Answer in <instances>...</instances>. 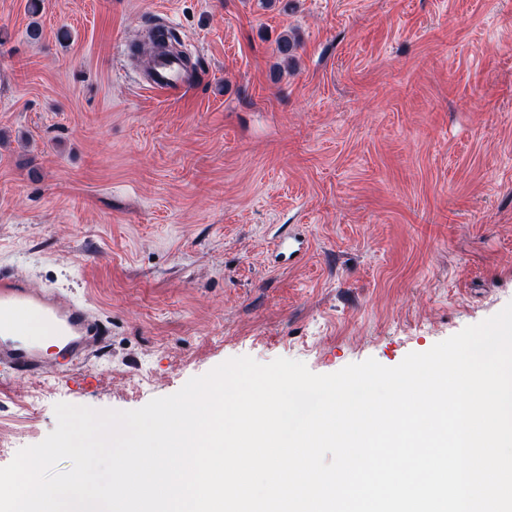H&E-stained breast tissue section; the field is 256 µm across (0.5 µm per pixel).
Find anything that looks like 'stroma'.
I'll return each instance as SVG.
<instances>
[{"label":"stroma","instance_id":"1","mask_svg":"<svg viewBox=\"0 0 512 512\" xmlns=\"http://www.w3.org/2000/svg\"><path fill=\"white\" fill-rule=\"evenodd\" d=\"M156 25L183 95L129 59ZM0 275L107 329L88 380L0 378L21 448L234 357L428 351L512 302V0H0ZM194 74L178 56H163L156 59L152 77L145 85L147 89L175 96L191 86ZM273 250L280 257H287L289 261H296L304 252V240L297 234L278 231L272 239Z\"/></svg>","mask_w":512,"mask_h":512}]
</instances>
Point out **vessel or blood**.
<instances>
[{
    "mask_svg": "<svg viewBox=\"0 0 512 512\" xmlns=\"http://www.w3.org/2000/svg\"><path fill=\"white\" fill-rule=\"evenodd\" d=\"M194 74L177 56L156 59L148 83L151 91L175 96L190 87ZM278 256L294 261L304 252L301 237L281 231L272 239ZM37 315L54 343L44 352L31 337L30 315ZM106 338L86 308L57 291H42L0 276V374L42 378L86 366Z\"/></svg>",
    "mask_w": 512,
    "mask_h": 512,
    "instance_id": "b4317fda",
    "label": "vessel or blood"
}]
</instances>
